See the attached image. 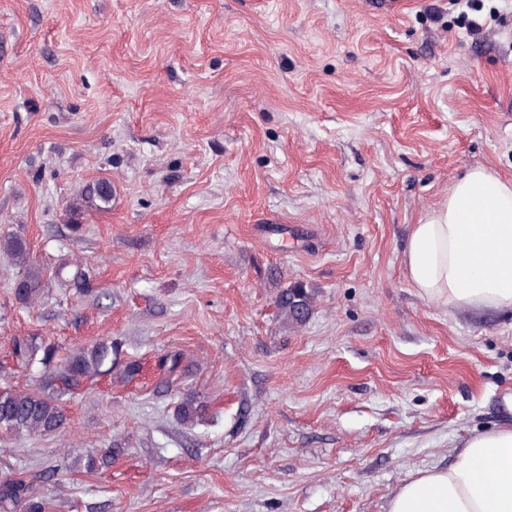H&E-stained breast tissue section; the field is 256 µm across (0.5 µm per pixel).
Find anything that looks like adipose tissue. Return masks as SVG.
<instances>
[{
    "mask_svg": "<svg viewBox=\"0 0 512 512\" xmlns=\"http://www.w3.org/2000/svg\"><path fill=\"white\" fill-rule=\"evenodd\" d=\"M404 268L426 299L512 309V180L482 166L467 171L413 225ZM387 512H512V425L469 437L448 467L409 475Z\"/></svg>",
    "mask_w": 512,
    "mask_h": 512,
    "instance_id": "obj_1",
    "label": "adipose tissue"
}]
</instances>
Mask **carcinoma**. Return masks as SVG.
Wrapping results in <instances>:
<instances>
[{
    "mask_svg": "<svg viewBox=\"0 0 512 512\" xmlns=\"http://www.w3.org/2000/svg\"><path fill=\"white\" fill-rule=\"evenodd\" d=\"M112 183L106 180L85 186L69 206L70 214L77 215L86 208L103 210L112 201ZM0 249L6 252L18 267L13 293L21 305L38 301L43 293L44 279L50 271L33 260L30 247L20 235L0 239ZM64 267L51 271L53 278L64 284L81 288L87 284L85 273L77 270L71 279L64 278ZM275 306L279 316L288 324H305L315 307L312 289L300 281H293L278 291ZM122 346L115 339H99L74 349L66 355L53 344H38L24 337L13 340L10 357L12 364L28 368L42 365L44 376L35 388L13 389L0 387V430L6 433L55 434L69 423L67 402L89 381L112 372L121 359ZM205 402L185 390L174 408L175 418L182 424H193L202 419ZM122 452L107 448L85 456L83 467L95 473L110 464ZM0 512H51L47 502L34 484L23 474L0 477Z\"/></svg>",
    "mask_w": 512,
    "mask_h": 512,
    "instance_id": "cac0c4a2",
    "label": "carcinoma"
}]
</instances>
